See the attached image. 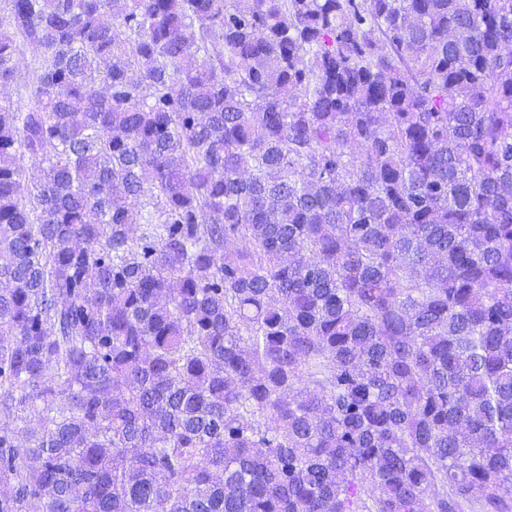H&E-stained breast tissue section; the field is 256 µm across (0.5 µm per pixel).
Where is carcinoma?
I'll return each mask as SVG.
<instances>
[{"instance_id":"1","label":"carcinoma","mask_w":512,"mask_h":512,"mask_svg":"<svg viewBox=\"0 0 512 512\" xmlns=\"http://www.w3.org/2000/svg\"><path fill=\"white\" fill-rule=\"evenodd\" d=\"M0 512H512V0H5ZM33 63V57L31 50L22 46L21 51L17 55V71L18 81L16 84L9 86L5 92L9 94L13 99H17L21 94H25V88L23 84L28 80Z\"/></svg>"}]
</instances>
